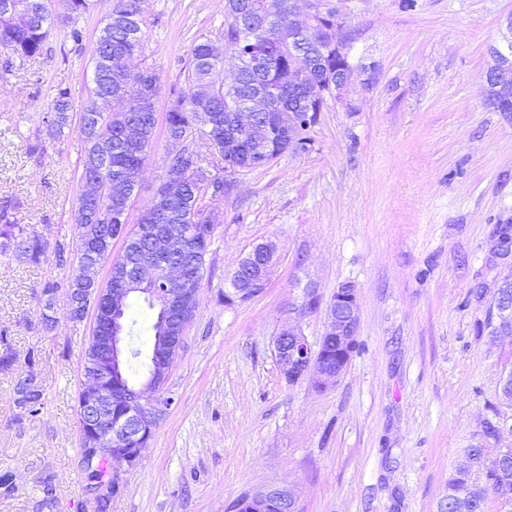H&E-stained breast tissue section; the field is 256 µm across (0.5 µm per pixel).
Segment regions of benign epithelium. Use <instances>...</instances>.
<instances>
[{"instance_id": "7a95c632", "label": "benign epithelium", "mask_w": 512, "mask_h": 512, "mask_svg": "<svg viewBox=\"0 0 512 512\" xmlns=\"http://www.w3.org/2000/svg\"><path fill=\"white\" fill-rule=\"evenodd\" d=\"M508 34L501 44L492 47L497 65L486 71V84L508 77L512 69V17L507 20ZM351 39L346 22L327 7L324 0H288V49L290 64L300 74V79L321 88L316 100V111L323 110L327 98H338L346 88L352 73L349 61ZM336 58L332 77H322L327 69V59ZM114 97L100 95L92 111L97 113L100 126L112 124L110 103ZM235 126L250 128L256 137L267 133V127L258 125L246 107L229 116ZM98 143L97 162L100 169H107L112 162V139L96 137ZM189 169L173 165L169 167L165 185L167 194L152 197L153 210L165 211L167 196L178 192ZM101 179L93 173L81 177V204L78 221L85 219L88 208L99 202ZM183 225H170L169 232L154 239L153 250L157 255L169 253L181 240ZM84 264L78 268L76 279L80 283L95 286L93 302L94 321L89 339L92 361L83 366L84 383L81 391L85 400L81 404L79 418L82 421V437L85 452L81 455V466L95 472L92 486L96 507L102 509L119 490V479L112 472L113 464L124 463L127 467L137 464L141 449L128 444L143 435H153L160 420L170 409L173 398L166 390L172 367L178 357L186 327L193 320L198 306L197 277L186 273L180 265L166 268L159 274L153 264L145 263L131 277L116 280L110 288L100 287L95 273L99 266L98 252L102 240L93 236L82 237ZM271 252V259L253 279L249 288H228L224 292V304L233 306L248 301L263 292L276 263V247L263 241ZM489 257L512 268V249L504 250L497 237H492L488 246ZM148 291L165 311L169 333L161 337L151 353V370L143 388L112 383L122 378L121 366L128 355L127 337L124 336L121 318L133 293ZM322 298L318 284L310 277L302 286V301L291 309L297 326L279 333L274 340V354L280 376L290 385L311 380L319 391L338 384L353 357V345L358 339L359 319L357 315V290L350 282L336 288L332 300L326 307V328L323 338L336 340V366L328 367L322 362L324 346L312 352L311 344L304 335L299 322L307 315L319 310ZM496 335H512V308L498 305L491 309ZM120 407L124 415L112 420V407ZM251 505L250 512H268V507L277 505L282 512H300L296 496L284 488H269L254 494H246L245 502L234 505L240 512L244 504Z\"/></svg>"}]
</instances>
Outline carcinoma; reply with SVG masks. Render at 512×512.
<instances>
[{
	"label": "carcinoma",
	"instance_id": "1",
	"mask_svg": "<svg viewBox=\"0 0 512 512\" xmlns=\"http://www.w3.org/2000/svg\"><path fill=\"white\" fill-rule=\"evenodd\" d=\"M20 10L32 15L25 25L16 23L8 14L0 12V49L9 57L6 65L13 60L25 61L43 54L50 37L53 25L51 0H16ZM66 14L62 22H75V18L88 12L93 6L92 0H65ZM280 12V23L277 29L267 34H259L253 39L254 50L258 56L253 58L254 64L241 70L234 81L226 84L217 80V75L224 67V58L216 53V49L205 40L197 43L191 52V68L187 73V88L173 90L170 107L164 116V129L168 135L183 134L188 141L187 149L193 150V135L203 133L208 140H216L221 145L222 159L231 164H245L251 169L265 167L279 158L288 130V123H283L281 131L269 135L265 142H251L239 139L231 126L226 124L228 109L240 100L250 99L265 91L283 99V105L275 108L279 112L294 113L300 149L306 150L309 144L308 131L305 124L315 123L316 117H307L308 101L315 95L313 88L296 81L288 68V0H274ZM140 12L139 0H115L112 10L98 35L92 55L93 69H99L101 58L108 60L111 78L98 86L92 87V94L102 90L112 92L126 101L122 112L113 115L112 125L115 128L127 129L137 134L134 149L118 152L112 159V170L103 173V197L100 200L99 216L82 226L80 233L95 234L105 240L122 239L121 253L130 261L145 260L152 251L151 235L140 234L133 230L126 231V211L117 207L116 194L112 188L121 185L125 194L131 195L138 187L147 155L145 151L153 143L157 127L155 109L159 94V78L151 69L137 72L129 68V61L140 49L142 44V19L132 21V17ZM241 48L239 34L228 22L224 28V44L220 45L223 53H232ZM195 86H212L213 94L201 108L195 107L192 88ZM71 123L70 94L66 87L55 89L50 104L49 124L57 132H62ZM203 159H198L197 167L192 169L187 187L179 197L176 211L171 214L173 224H209L211 219L205 215L200 205L201 197L210 190L214 194L225 193L224 178L211 177L208 184L198 187L204 180L206 170L202 166ZM211 239L191 238L174 250V261L178 264L200 258L206 262ZM53 252L56 264L63 268L69 264L66 256V245L57 240L54 243L38 237L25 224L15 220L9 206L0 208V253L11 252L19 259L30 263H38L47 252ZM266 263V259L255 255L243 260L242 273H233L230 277L233 287L239 286V277L249 278L251 272L258 271ZM75 288L74 279L68 281L49 280L42 288L45 307L51 308V301L56 292L62 288ZM142 302L153 311L150 325L151 336H160L164 331V319L160 309L147 296H141ZM0 369H8L17 362L12 353L7 333L0 330ZM14 401L21 402L27 414H39L44 405L42 387L32 384L31 379L23 375L18 378L14 387ZM484 446L479 444L467 449V459L472 462L468 471H457L448 480V499L457 494L470 496L471 512H485L488 497L496 495L512 500V450L502 451L499 471L492 474V480H479L475 475L480 470ZM17 490L15 475L10 470H0V498L8 499ZM38 491L41 499L38 509L50 505L56 498L57 485L52 475L39 480Z\"/></svg>",
	"mask_w": 512,
	"mask_h": 512
}]
</instances>
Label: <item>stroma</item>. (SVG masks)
Masks as SVG:
<instances>
[{
    "instance_id": "35a3bbf8",
    "label": "stroma",
    "mask_w": 512,
    "mask_h": 512,
    "mask_svg": "<svg viewBox=\"0 0 512 512\" xmlns=\"http://www.w3.org/2000/svg\"><path fill=\"white\" fill-rule=\"evenodd\" d=\"M113 3L94 0L76 24L55 22L42 56L7 69L0 52V204L14 202L18 223L64 241L73 258L86 144L74 127L56 136L45 116L59 86L72 117L89 104L93 48ZM330 4L354 32L351 82L320 112L307 150L205 196L214 231L167 384L174 403L138 463L119 467L110 512H229L242 494L272 485L291 489L301 512H444L448 480L481 421L495 409L512 416L499 398L512 337L481 332L485 309L470 296L500 282L488 242L512 218V112L491 111L483 97L512 0ZM141 8L145 36L130 66L156 71L161 114L185 83L194 44L222 40L223 3ZM74 26L81 42L69 36ZM171 149L156 133L129 225L165 180ZM262 240L277 255L266 289L225 306L229 275ZM68 273L51 255L32 264L0 254V330L18 358L0 370V469L17 484L0 512H35L47 474L57 484L48 512H93L77 414L91 326L70 320L66 289L49 303L41 296L45 281ZM306 273L326 302L341 282L357 289L360 347L325 391L286 383L273 353ZM32 348L45 389L35 416L12 401Z\"/></svg>"
}]
</instances>
